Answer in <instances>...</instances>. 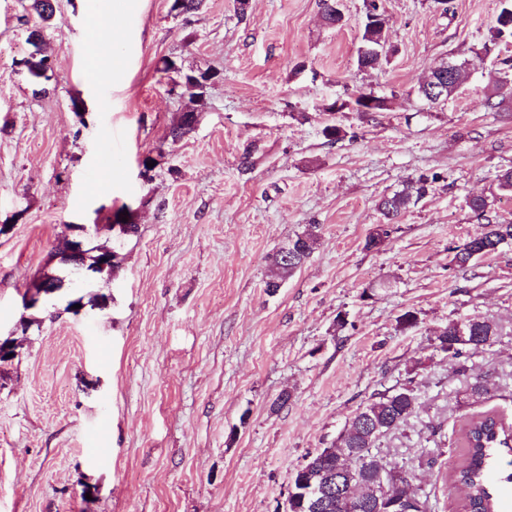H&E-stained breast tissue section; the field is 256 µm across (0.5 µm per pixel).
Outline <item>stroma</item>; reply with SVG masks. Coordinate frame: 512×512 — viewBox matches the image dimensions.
<instances>
[{
	"label": "stroma",
	"mask_w": 512,
	"mask_h": 512,
	"mask_svg": "<svg viewBox=\"0 0 512 512\" xmlns=\"http://www.w3.org/2000/svg\"><path fill=\"white\" fill-rule=\"evenodd\" d=\"M133 2L104 14L99 0H54L52 69L37 81L22 60L38 19L0 0V336L21 345L0 391V512H285L296 467L407 382L415 410L383 453L425 512H458L462 423H512V245L463 269L451 252L481 229L469 196L512 221L495 182L512 166V90L480 57L501 0H382L394 54L367 70L364 0H341L335 26L322 0H251L243 17L236 0L181 16L171 0ZM111 35L127 66L105 72L90 46ZM464 60L466 83L424 109L431 70ZM200 68L215 77L195 108L173 86ZM360 89L387 110L330 111ZM488 96L497 111L478 108ZM190 109L193 131L171 141ZM424 172L441 179L366 249L379 198ZM122 214L136 233L113 228ZM78 224L117 268L24 309ZM312 224L314 252L267 292L269 254ZM473 317L501 334L466 352L462 374L435 336ZM476 375L489 378L478 399Z\"/></svg>",
	"instance_id": "obj_1"
}]
</instances>
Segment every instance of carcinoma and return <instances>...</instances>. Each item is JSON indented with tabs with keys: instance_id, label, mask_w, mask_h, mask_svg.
I'll use <instances>...</instances> for the list:
<instances>
[{
	"instance_id": "obj_1",
	"label": "carcinoma",
	"mask_w": 512,
	"mask_h": 512,
	"mask_svg": "<svg viewBox=\"0 0 512 512\" xmlns=\"http://www.w3.org/2000/svg\"><path fill=\"white\" fill-rule=\"evenodd\" d=\"M30 9L37 15L42 26L46 27L54 18V8L51 0H30ZM512 38V0H502L501 9L496 17L495 25L490 30L489 43L484 45V51H492L499 41ZM387 42V18L384 11H379L374 20L363 26L361 45L358 48V66L364 69L373 68L387 56L384 45ZM48 57L32 56L21 61L29 74L40 78L47 68ZM215 76L209 69L185 74L182 81L176 83L181 95L192 102L200 104L204 100L207 82ZM468 78V71L461 68L455 75L448 76V64L443 63L435 68L428 79L419 87L418 93L427 98L432 86L439 85L438 93L441 100L448 99ZM196 115L195 111L184 112L179 120L171 127L169 136L172 140L184 137L191 131L189 116ZM439 180V175L421 174L410 178L402 184V188L391 194L382 196L377 208L385 223L377 225L367 237L365 247L377 240H385L393 231V224L406 212L410 205L424 198L432 184ZM493 202L484 196H474L469 199L468 207L480 219L486 221L481 232L471 237L463 245L454 248L453 262L459 268H465L475 259L498 252L504 246L512 243V222L499 221L490 216ZM318 243L317 226H310L307 231L285 245L293 257L288 263L276 261V255L270 256L272 274L265 282L266 291L273 293L290 277L298 267L310 256ZM88 267L95 268L98 274H111L115 264L110 262L104 269L100 268L102 258L112 254L107 246H97L86 250ZM466 335L468 342L455 344L451 340L454 335V322L450 321L444 331L436 336V349L447 355L458 372L466 371L465 363L460 361L463 350L470 347L474 350L490 343L491 338L498 335L497 325L486 318L467 319ZM417 395L413 386L405 384L399 388L386 390L374 395L366 404L357 409L350 423L338 435L332 447L356 448L358 459L364 467L381 469L388 472L399 481L406 476L389 465L379 448L380 440L390 432L399 429L413 414ZM509 425L497 414L486 412L469 418L461 429L460 461L453 470L455 484L467 488V496L462 499L461 512H498V488L488 480V472L493 468L496 459L512 451L509 448ZM327 449L322 448L310 455L300 468L295 470V482L311 481L315 484L326 479L333 470L332 459L326 455Z\"/></svg>"
}]
</instances>
